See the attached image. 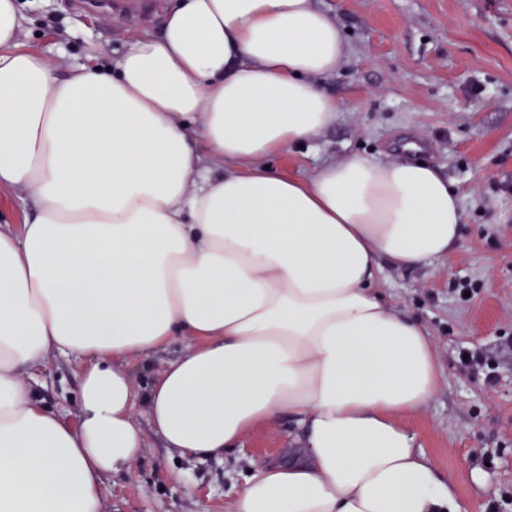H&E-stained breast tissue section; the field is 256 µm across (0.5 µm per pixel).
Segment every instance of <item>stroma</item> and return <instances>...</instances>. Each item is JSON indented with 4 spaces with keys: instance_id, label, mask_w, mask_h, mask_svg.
<instances>
[{
    "instance_id": "35a3bbf8",
    "label": "stroma",
    "mask_w": 512,
    "mask_h": 512,
    "mask_svg": "<svg viewBox=\"0 0 512 512\" xmlns=\"http://www.w3.org/2000/svg\"><path fill=\"white\" fill-rule=\"evenodd\" d=\"M27 47L58 76L117 60L130 41L160 32L169 0L142 14L91 11L78 0H20ZM348 46L322 81L342 108L311 145L269 157L289 175L358 154L422 160L448 181L464 216L460 238L432 265L383 266L376 286L391 307L427 328L439 383L430 404L406 417L419 448L451 477L464 512H512V0H318ZM467 297H460V289ZM187 345L177 339L133 359L135 388L154 381ZM466 346L482 364L458 358ZM83 358L52 355L21 381L64 423L77 426ZM145 446L125 472L106 475V512H229L249 469L284 456L291 420L247 433L240 448L196 459L164 447L143 407Z\"/></svg>"
}]
</instances>
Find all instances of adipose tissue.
Returning <instances> with one entry per match:
<instances>
[{
  "label": "adipose tissue",
  "instance_id": "ef3b65f1",
  "mask_svg": "<svg viewBox=\"0 0 512 512\" xmlns=\"http://www.w3.org/2000/svg\"><path fill=\"white\" fill-rule=\"evenodd\" d=\"M0 0V512H103L144 446L210 456L293 417L232 512H463L403 416L438 384L426 327L389 307L382 264L430 265L462 212L430 166L353 154L312 176L266 157L337 118L348 52L316 0H172L158 36L58 78ZM189 339L144 394L126 368ZM89 357L71 428L22 383ZM0 209L4 219L14 224H22L23 220L30 212L31 206L16 195L2 191L0 193Z\"/></svg>",
  "mask_w": 512,
  "mask_h": 512
}]
</instances>
